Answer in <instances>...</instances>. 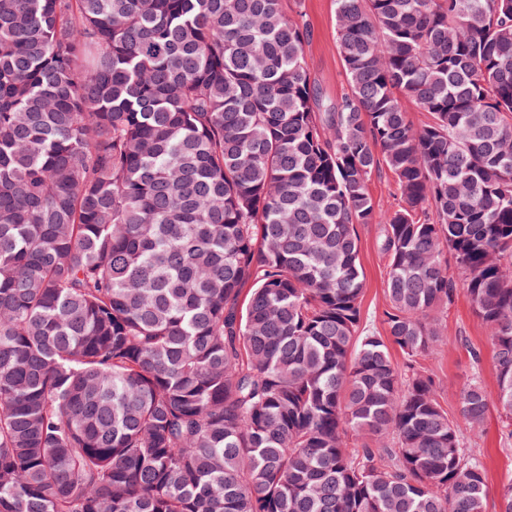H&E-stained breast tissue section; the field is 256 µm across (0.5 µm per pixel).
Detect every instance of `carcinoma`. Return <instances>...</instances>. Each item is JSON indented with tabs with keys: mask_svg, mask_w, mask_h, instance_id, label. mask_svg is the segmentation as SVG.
I'll use <instances>...</instances> for the list:
<instances>
[{
	"mask_svg": "<svg viewBox=\"0 0 512 512\" xmlns=\"http://www.w3.org/2000/svg\"><path fill=\"white\" fill-rule=\"evenodd\" d=\"M334 2L330 99L282 0H0V512H487L512 0ZM461 295L498 393L473 372L451 417L422 360ZM369 192L380 210L393 209L399 202L396 185L390 173L382 171L372 176L369 185ZM359 260L364 274L361 316L364 324L381 331L383 312L388 307L386 297L387 260L381 249L382 224L358 226Z\"/></svg>",
	"mask_w": 512,
	"mask_h": 512,
	"instance_id": "obj_1",
	"label": "carcinoma"
}]
</instances>
